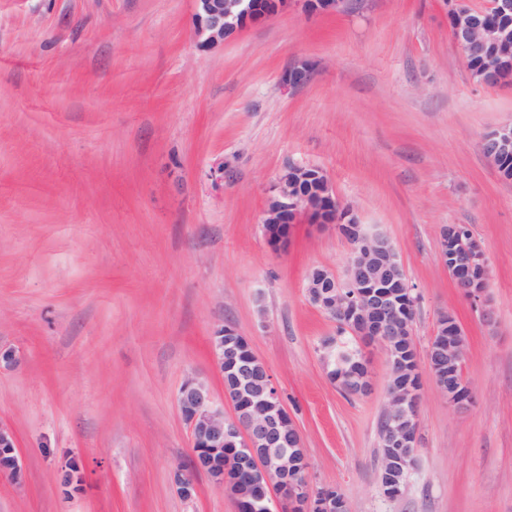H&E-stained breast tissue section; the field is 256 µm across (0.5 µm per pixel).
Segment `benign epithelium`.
<instances>
[{
    "instance_id": "1",
    "label": "benign epithelium",
    "mask_w": 512,
    "mask_h": 512,
    "mask_svg": "<svg viewBox=\"0 0 512 512\" xmlns=\"http://www.w3.org/2000/svg\"><path fill=\"white\" fill-rule=\"evenodd\" d=\"M192 24L199 48L211 50L224 45L240 29L279 13L294 0H194ZM309 14L331 15L343 10L346 0H300ZM449 27L464 52L480 58L477 82L489 85L512 84V0H492L489 11L471 7L467 0H447ZM497 16L499 22L490 20ZM314 68L305 61L288 67L282 81L290 90L307 85ZM481 150L484 158L503 178H508L503 160L512 156V125L486 135ZM318 180L317 194L303 192L307 180ZM306 214L319 227H332L350 244L344 279L316 267L306 279L309 301L336 323L361 339V344H378L387 370L386 400L381 421L386 423L384 441L389 448L402 449L400 460L390 457L381 468L397 463L413 470L417 454L418 405L423 376H428L448 400L450 408L466 410L473 402L470 386L460 400V380L453 370L464 360L466 334L453 313L441 315L446 338L433 340L426 349V368L416 369L419 381L409 382L405 352L416 347L412 337L413 319L402 305L414 288L390 239L381 231L359 223L354 210L333 194L323 171L317 167L290 163L271 189L262 217L268 244L288 248L292 226ZM440 259L462 297L479 312L483 323L493 322V312L483 298L488 259L482 244L464 233L458 224L442 228ZM239 331L232 325L215 329L210 336L214 364L224 371V363L238 360ZM323 364L331 381H336L339 350L336 340L322 344ZM225 396L243 408L228 417L208 383L192 377L179 389V411L190 427L192 465L176 468L173 479L178 493L191 499L196 493L195 475H206L213 485L229 490V475L247 480L257 488L254 502L261 512H349L343 494L334 488L315 489L309 482L310 462L294 422L283 406L279 389L267 365L258 357L241 360ZM232 449L231 463L224 462ZM9 458L0 464V474L16 477L21 466L15 437L0 426V450ZM289 508L274 510L273 495Z\"/></svg>"
}]
</instances>
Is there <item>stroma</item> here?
I'll use <instances>...</instances> for the list:
<instances>
[{
  "label": "stroma",
  "instance_id": "stroma-1",
  "mask_svg": "<svg viewBox=\"0 0 512 512\" xmlns=\"http://www.w3.org/2000/svg\"><path fill=\"white\" fill-rule=\"evenodd\" d=\"M193 0H0V425L20 480L0 512H236L192 455L177 394L216 398L209 337L230 324L268 366L314 486L350 512H512V181L481 141L512 122V84L472 76L443 0L294 4L205 51ZM315 68L296 92L294 61ZM295 162L321 168L360 223L394 244L418 301L419 351L454 311L469 337L457 413L424 381L417 466L379 491L386 368L372 390L333 385L320 357L335 321L312 305V268L344 277L348 242L300 217L287 250L262 231L271 186ZM223 165V179L213 170ZM465 224L489 259L485 326L439 259ZM76 465L80 482L60 486Z\"/></svg>",
  "mask_w": 512,
  "mask_h": 512
}]
</instances>
